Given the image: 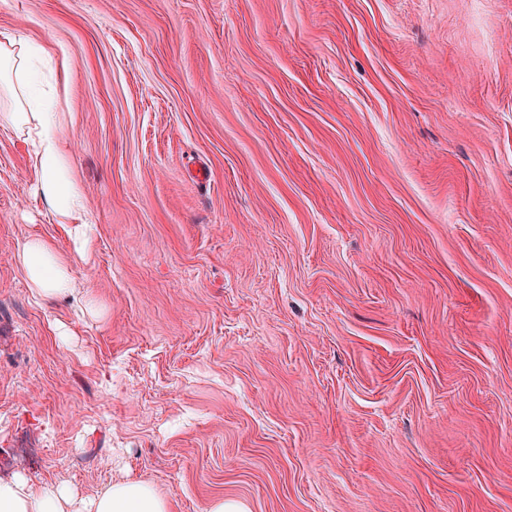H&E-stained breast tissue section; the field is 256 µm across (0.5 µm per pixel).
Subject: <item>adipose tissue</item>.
<instances>
[{"instance_id":"obj_1","label":"adipose tissue","mask_w":512,"mask_h":512,"mask_svg":"<svg viewBox=\"0 0 512 512\" xmlns=\"http://www.w3.org/2000/svg\"><path fill=\"white\" fill-rule=\"evenodd\" d=\"M40 52V46L17 35L0 34V82L8 81L10 93L23 98L31 96L32 65ZM0 120L32 143L33 167L58 222L84 224L82 197L63 174L65 160L52 114L30 112L19 106L1 112ZM19 262L36 296L53 297L73 284L69 263L43 241H29L19 255ZM65 500L64 493L34 489L21 478L0 477V512H64ZM91 512H170V506L151 484L120 481L112 483L93 501Z\"/></svg>"}]
</instances>
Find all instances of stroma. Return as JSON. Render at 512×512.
<instances>
[{"label":"stroma","mask_w":512,"mask_h":512,"mask_svg":"<svg viewBox=\"0 0 512 512\" xmlns=\"http://www.w3.org/2000/svg\"><path fill=\"white\" fill-rule=\"evenodd\" d=\"M89 215L0 124V475L72 512H512V0H0ZM40 239L73 287L39 300ZM19 262L38 297H53L72 287L69 263L41 240L29 241L19 255ZM89 512H170V506L151 484L120 481L103 491Z\"/></svg>","instance_id":"1"}]
</instances>
